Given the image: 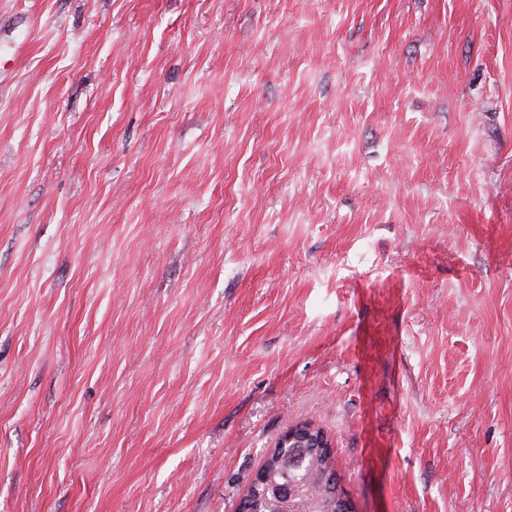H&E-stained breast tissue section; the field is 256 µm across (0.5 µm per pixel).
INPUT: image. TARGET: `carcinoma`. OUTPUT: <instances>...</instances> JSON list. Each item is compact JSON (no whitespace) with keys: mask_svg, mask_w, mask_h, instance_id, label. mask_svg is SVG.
Instances as JSON below:
<instances>
[{"mask_svg":"<svg viewBox=\"0 0 512 512\" xmlns=\"http://www.w3.org/2000/svg\"><path fill=\"white\" fill-rule=\"evenodd\" d=\"M333 468L330 448L321 453L299 448L294 454L286 448L272 449L265 459V474L284 485L302 486L307 493L288 500L276 498L256 480L252 483L253 512H336V503L326 489V475Z\"/></svg>","mask_w":512,"mask_h":512,"instance_id":"cac0c4a2","label":"carcinoma"}]
</instances>
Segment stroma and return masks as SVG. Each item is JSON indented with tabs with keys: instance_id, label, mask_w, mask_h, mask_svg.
I'll list each match as a JSON object with an SVG mask.
<instances>
[{
	"instance_id": "obj_1",
	"label": "stroma",
	"mask_w": 512,
	"mask_h": 512,
	"mask_svg": "<svg viewBox=\"0 0 512 512\" xmlns=\"http://www.w3.org/2000/svg\"><path fill=\"white\" fill-rule=\"evenodd\" d=\"M512 512V0H0V512ZM317 428L308 423L290 425L278 436L273 448L267 454L264 472L269 477L284 485L276 487L273 497L266 491V484L255 480L252 483L253 512H336V503L328 494L326 477L334 468L333 445L325 448L322 453H311L305 448H324L327 436L316 435ZM288 447V448H286ZM284 448V449H281ZM296 449L288 453V449ZM304 448V449H302ZM327 475V476H326ZM302 486L308 493L298 497V490L290 491L288 485ZM290 499H280L287 497Z\"/></svg>"
}]
</instances>
